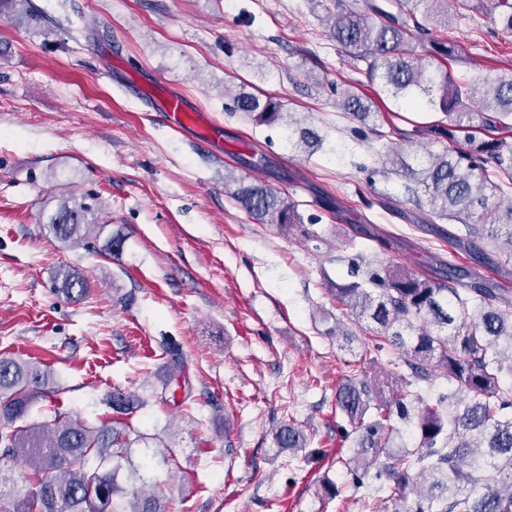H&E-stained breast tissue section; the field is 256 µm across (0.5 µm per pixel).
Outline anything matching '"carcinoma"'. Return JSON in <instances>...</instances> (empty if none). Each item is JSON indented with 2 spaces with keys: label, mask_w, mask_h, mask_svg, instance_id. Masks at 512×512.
<instances>
[{
  "label": "carcinoma",
  "mask_w": 512,
  "mask_h": 512,
  "mask_svg": "<svg viewBox=\"0 0 512 512\" xmlns=\"http://www.w3.org/2000/svg\"><path fill=\"white\" fill-rule=\"evenodd\" d=\"M328 38L344 48L356 68L369 78L381 74L392 95L410 108L427 105L441 111L448 124L427 132L447 143L439 152L421 146L415 155L391 151L370 174L406 179L405 189L428 215L461 226L450 234L481 263L486 242L505 254L497 264L502 277L512 275V70L477 85L449 69L456 48L434 37V27H448L447 0H317ZM487 13L512 33V0H484ZM17 23L37 20L30 0H0V17ZM422 47L437 65L414 54ZM234 108L259 123L283 119L281 105L239 89L230 95ZM479 109H474V104ZM336 105L360 124L365 136L373 115L368 98L336 91ZM324 138L288 122V147L310 155ZM224 192L264 224L302 223L296 205L270 186L229 170ZM54 240L71 245L99 237L102 225L83 201L64 203L49 217ZM363 277L327 288L336 309L354 316L358 329L376 337L379 352H399L406 370L395 381L370 385L348 377L336 391V407L349 423L354 456L346 460L352 484L381 494L384 512H512V300L505 289L474 269L409 271L371 263ZM67 296L87 294L86 279L76 270L60 274ZM374 323L363 328L364 321ZM170 362L161 397L180 405L182 357L168 349ZM453 390L431 403L407 389L430 381L434 368ZM55 373L38 360L0 358V457L20 461L35 471L24 494L6 488L0 468V512H167L157 494L164 481L154 469L168 459L160 451L136 465L130 448L144 441L130 417L144 405L134 393L115 388L105 405L112 424L89 426L59 410L46 420H32L33 407L54 392ZM406 425L418 446L395 452L390 441ZM277 452L295 453L304 436L289 423L273 433ZM139 490L119 480L124 465Z\"/></svg>",
  "instance_id": "carcinoma-1"
}]
</instances>
